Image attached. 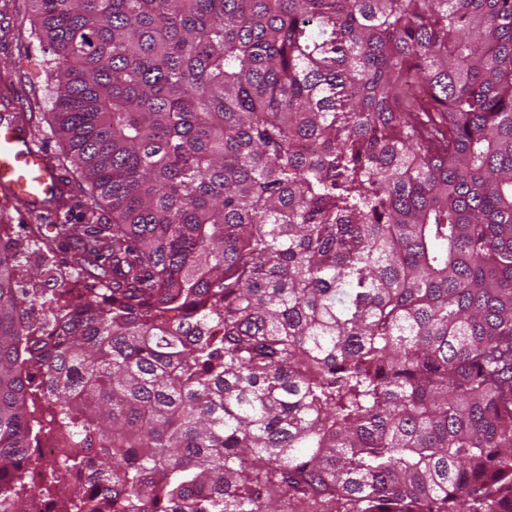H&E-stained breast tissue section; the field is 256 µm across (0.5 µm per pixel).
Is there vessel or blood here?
Wrapping results in <instances>:
<instances>
[{"label":"vessel or blood","mask_w":512,"mask_h":512,"mask_svg":"<svg viewBox=\"0 0 512 512\" xmlns=\"http://www.w3.org/2000/svg\"><path fill=\"white\" fill-rule=\"evenodd\" d=\"M0 196L25 218H53L72 204L55 152L36 140L18 94L5 87L0 89Z\"/></svg>","instance_id":"obj_1"}]
</instances>
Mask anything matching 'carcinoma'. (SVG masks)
I'll use <instances>...</instances> for the list:
<instances>
[{"label":"carcinoma","mask_w":512,"mask_h":512,"mask_svg":"<svg viewBox=\"0 0 512 512\" xmlns=\"http://www.w3.org/2000/svg\"><path fill=\"white\" fill-rule=\"evenodd\" d=\"M89 224L0 238V512H512V0H28ZM47 317L27 321L36 307ZM66 443H69V436L59 426H49L42 430L38 448H34L35 454L42 460V467L34 472V476H29L31 482H35V478L46 470L65 471L68 468L60 455V449ZM71 474L69 470H67V472L57 482V494L59 501L75 495L82 490L86 483V476L84 472L73 469L71 470Z\"/></svg>","instance_id":"carcinoma-1"}]
</instances>
